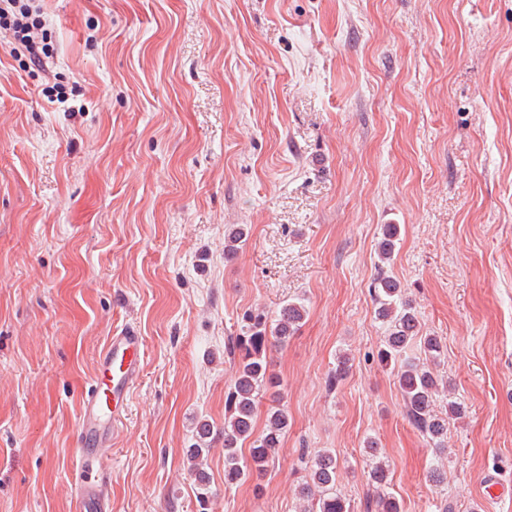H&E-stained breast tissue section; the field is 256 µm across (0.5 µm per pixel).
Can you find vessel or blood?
<instances>
[{
    "label": "vessel or blood",
    "instance_id": "obj_1",
    "mask_svg": "<svg viewBox=\"0 0 512 512\" xmlns=\"http://www.w3.org/2000/svg\"><path fill=\"white\" fill-rule=\"evenodd\" d=\"M144 339L124 328L108 336L90 384L82 391L72 437L78 460L72 512H112L111 493L98 468L112 454V435L130 391L142 371Z\"/></svg>",
    "mask_w": 512,
    "mask_h": 512
}]
</instances>
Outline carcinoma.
Segmentation results:
<instances>
[{
  "mask_svg": "<svg viewBox=\"0 0 512 512\" xmlns=\"http://www.w3.org/2000/svg\"><path fill=\"white\" fill-rule=\"evenodd\" d=\"M399 226L384 225L378 243L379 262L391 260L396 249ZM247 237V227L230 224L224 232V257L234 258ZM377 318L387 325V336L378 351L379 362L392 370L401 391L409 423L429 439L438 453L445 452L448 438V420L464 414L457 402L436 409L434 397L439 380L435 365L443 345L436 336H420V322L413 305L404 297V288L393 276L381 272L374 279ZM303 304L288 302L274 317L263 311L243 314L239 333L229 353L237 359L235 375L225 394L224 413V487L237 486L262 473L282 446L288 429V414L271 406L261 432L255 431V417L264 395L279 401L282 387L280 378L269 371L267 352L273 347L288 344L305 319ZM250 442L249 457L240 454L243 443ZM370 457L368 479L373 487V508L368 512H400V504L388 483L389 461L378 449L377 442L367 441ZM309 481L298 490L299 496L311 502L315 510L304 512H352L347 500L337 487L340 464L327 450L318 452L310 461Z\"/></svg>",
  "mask_w": 512,
  "mask_h": 512,
  "instance_id": "obj_1",
  "label": "carcinoma"
}]
</instances>
